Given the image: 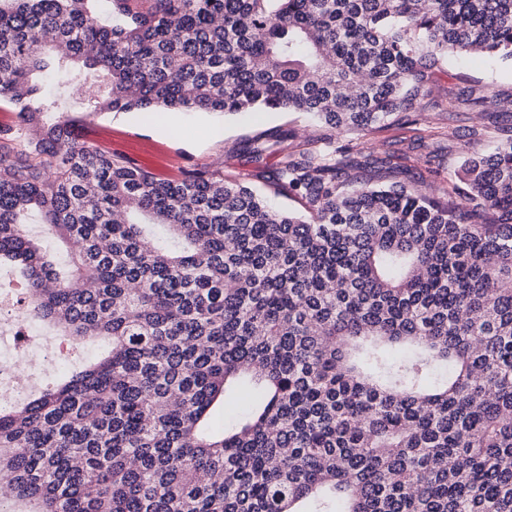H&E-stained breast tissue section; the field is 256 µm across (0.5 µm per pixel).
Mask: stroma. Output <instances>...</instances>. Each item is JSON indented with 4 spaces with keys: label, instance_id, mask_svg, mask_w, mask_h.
<instances>
[{
    "label": "stroma",
    "instance_id": "1",
    "mask_svg": "<svg viewBox=\"0 0 512 512\" xmlns=\"http://www.w3.org/2000/svg\"><path fill=\"white\" fill-rule=\"evenodd\" d=\"M468 83L483 86L502 101L512 100V64L485 55L449 58L435 69L427 86V95L417 112V124L391 118L371 135L360 139L359 149L379 157L390 156L399 170V179L431 193L446 189L457 180L463 162L476 153L490 149L498 140L497 117L465 105L449 112L435 109V102ZM93 125L110 134L113 151L120 152L152 172L176 176L196 166L222 161L228 176L245 178L278 209L300 210L298 201L279 195L267 179L278 157L270 154L255 160L249 153L258 136L282 131L298 140H313L323 129L301 112H249L234 117L173 111L161 115L147 112H104L92 119ZM455 130L453 150L434 148L427 135L430 130Z\"/></svg>",
    "mask_w": 512,
    "mask_h": 512
}]
</instances>
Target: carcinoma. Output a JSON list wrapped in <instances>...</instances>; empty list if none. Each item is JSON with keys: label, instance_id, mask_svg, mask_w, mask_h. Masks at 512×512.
<instances>
[{"label": "carcinoma", "instance_id": "obj_1", "mask_svg": "<svg viewBox=\"0 0 512 512\" xmlns=\"http://www.w3.org/2000/svg\"><path fill=\"white\" fill-rule=\"evenodd\" d=\"M98 2L0 0V266L71 347L110 343L0 407L18 512H512V127L440 197L337 144L414 109L450 54L512 62V0ZM91 70L88 117H318L321 146L252 150L304 213L43 122L45 83Z\"/></svg>", "mask_w": 512, "mask_h": 512}]
</instances>
